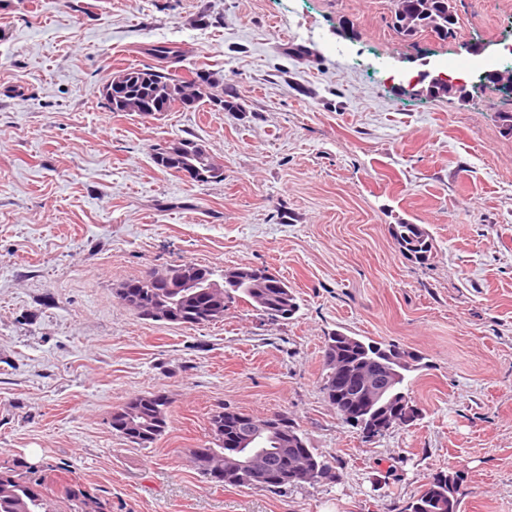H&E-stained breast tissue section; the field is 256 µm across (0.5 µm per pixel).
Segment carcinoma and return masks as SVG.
<instances>
[{
    "label": "carcinoma",
    "instance_id": "1",
    "mask_svg": "<svg viewBox=\"0 0 512 512\" xmlns=\"http://www.w3.org/2000/svg\"><path fill=\"white\" fill-rule=\"evenodd\" d=\"M458 18L454 0H396L391 15V25L398 36L409 41L422 32H430L441 40L455 35ZM148 53L161 63V66L143 68L127 67L120 70L126 79L125 95L116 101L105 99L111 112H142L141 105L154 106L156 112H170L177 103L192 98L194 104L209 103L225 111L241 109L242 91L237 87L222 86L214 79L210 71H190L183 75L170 65L179 62L181 51L169 43L160 42L151 45ZM184 165L195 170L192 180L196 182H221L224 180V168L218 165L210 154L185 156ZM399 253L407 260L426 265L432 257L433 243L427 228L422 224L400 223L389 226ZM130 297L123 299L126 307L137 317H142L141 302L159 299L174 304L179 296L169 294L163 288L150 287V281L140 277L127 282ZM232 296L245 299L253 310L272 321H279L280 314L293 310L299 311V304L293 289L280 277L272 280L269 288L257 292L243 283L237 288L226 284ZM374 340L362 336H349L334 332L325 338V350L343 359L357 360L365 356V351ZM326 375L323 391L331 405H336L333 394L336 386V364L324 361ZM251 414L239 411H222L224 436L209 435V440L196 449L194 460L196 468L212 482H219L213 470L224 467V457L230 455L225 443H245L244 424ZM250 452L261 454L271 465L281 470L288 462L301 458L307 474L306 484L315 485L325 481L330 466L310 448L308 441L300 431L295 436L280 442L267 440L252 442ZM38 469L34 466L19 470L15 466L0 468V512H59L55 500L42 490V480L36 477ZM457 478L447 474H437L425 484L420 495L408 506V512H459Z\"/></svg>",
    "mask_w": 512,
    "mask_h": 512
}]
</instances>
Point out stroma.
<instances>
[{"label":"stroma","mask_w":512,"mask_h":512,"mask_svg":"<svg viewBox=\"0 0 512 512\" xmlns=\"http://www.w3.org/2000/svg\"><path fill=\"white\" fill-rule=\"evenodd\" d=\"M393 0H0V463L42 469L59 506L73 486L108 512H405L436 473L459 512H512V95L403 90L444 60L512 44V0H457L448 40L405 42ZM180 46L181 72L239 85L244 111L140 116L101 94L115 70ZM195 136L224 168L196 182L158 168L157 145ZM427 225L417 265L388 228ZM195 262L269 268L293 319L241 300L221 321L142 320L116 292ZM340 330L424 357L419 418L376 438L323 390ZM164 394L149 447L110 416ZM227 408L287 413L336 477L288 490L209 481L189 453Z\"/></svg>","instance_id":"1"}]
</instances>
